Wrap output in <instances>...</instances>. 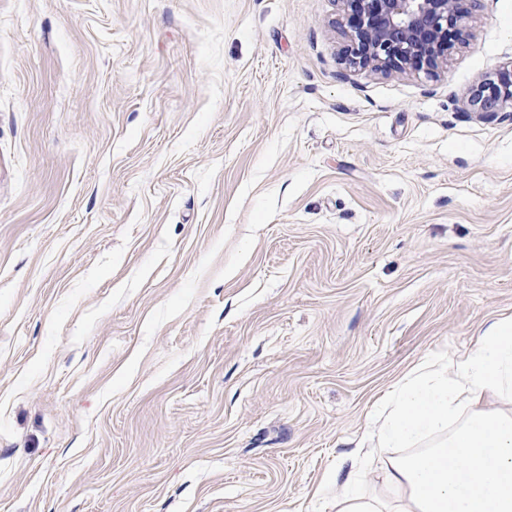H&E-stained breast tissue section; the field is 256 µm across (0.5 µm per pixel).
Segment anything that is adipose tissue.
<instances>
[{"label": "adipose tissue", "mask_w": 512, "mask_h": 512, "mask_svg": "<svg viewBox=\"0 0 512 512\" xmlns=\"http://www.w3.org/2000/svg\"><path fill=\"white\" fill-rule=\"evenodd\" d=\"M389 498L344 494L336 512H512V318L494 321L456 367L420 363L381 409Z\"/></svg>", "instance_id": "ef3b65f1"}]
</instances>
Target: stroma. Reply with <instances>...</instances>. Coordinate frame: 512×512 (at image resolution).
Returning <instances> with one entry per match:
<instances>
[{"label": "stroma", "instance_id": "stroma-1", "mask_svg": "<svg viewBox=\"0 0 512 512\" xmlns=\"http://www.w3.org/2000/svg\"><path fill=\"white\" fill-rule=\"evenodd\" d=\"M346 64L334 0H0V512H332L386 396L512 317V65ZM503 68L496 78H486L469 94L468 102L475 112L494 117L499 112H509L512 117V65ZM510 108V111H506Z\"/></svg>", "mask_w": 512, "mask_h": 512}]
</instances>
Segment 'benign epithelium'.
<instances>
[{"label": "benign epithelium", "mask_w": 512, "mask_h": 512, "mask_svg": "<svg viewBox=\"0 0 512 512\" xmlns=\"http://www.w3.org/2000/svg\"><path fill=\"white\" fill-rule=\"evenodd\" d=\"M353 28L352 67L388 74L406 70L438 74L452 39L479 0H338ZM473 110L494 117L512 109V69L483 80L469 94Z\"/></svg>", "instance_id": "obj_1"}]
</instances>
